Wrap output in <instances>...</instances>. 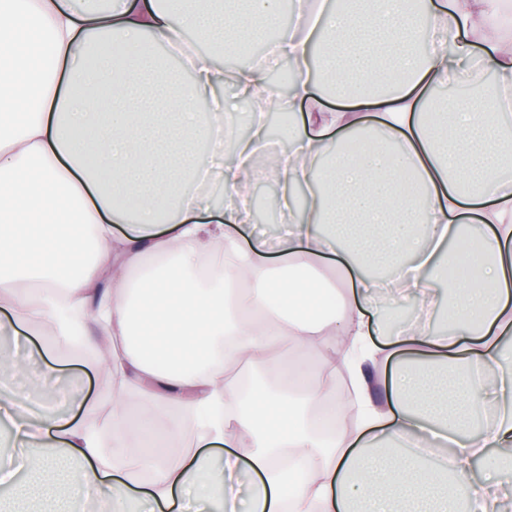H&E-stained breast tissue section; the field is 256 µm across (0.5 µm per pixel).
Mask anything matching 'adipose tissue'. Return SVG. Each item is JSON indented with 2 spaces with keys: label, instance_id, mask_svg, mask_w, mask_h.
I'll list each match as a JSON object with an SVG mask.
<instances>
[{
  "label": "adipose tissue",
  "instance_id": "obj_1",
  "mask_svg": "<svg viewBox=\"0 0 512 512\" xmlns=\"http://www.w3.org/2000/svg\"><path fill=\"white\" fill-rule=\"evenodd\" d=\"M0 0V334L51 333L46 371L23 359L0 388L11 456L0 487L20 486L11 512L57 500L60 475L98 512H502L496 480L512 447V114L496 99L435 100L481 64L512 87V37L490 30L503 0H350L279 29L292 79L270 91L265 70L225 71L220 52L263 40L277 0ZM217 44L192 55L173 84L146 63V39L183 29ZM338 108L321 104V80ZM261 109L295 114L281 154L276 248L251 231L241 188L267 144L264 121L232 135L224 84ZM233 136V135H232ZM210 168L215 209L199 185ZM478 206L490 228L464 278L448 277L449 238ZM224 266L203 288L202 260ZM304 269L306 279H284ZM417 301L398 335L383 306ZM79 353L102 382L96 399L35 411L32 386ZM313 358L311 377L241 400L227 365L276 370L285 351ZM394 364L384 402L363 367ZM457 367L453 382L428 375ZM483 371L492 382L474 385ZM146 420L177 407L204 417L176 424L188 450L154 454L131 431L129 393ZM497 409L480 434L475 407ZM387 440L391 464L368 448ZM224 444V457L208 454Z\"/></svg>",
  "mask_w": 512,
  "mask_h": 512
}]
</instances>
